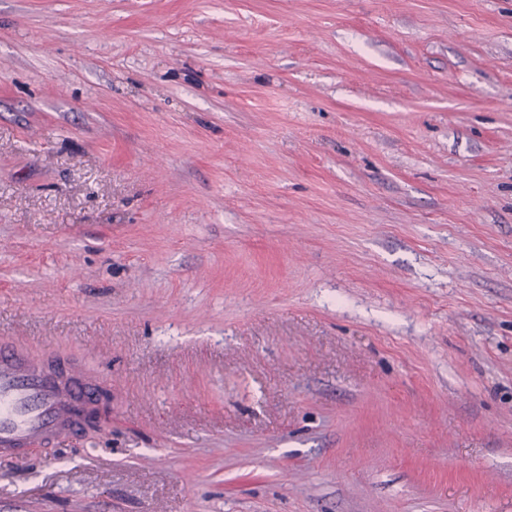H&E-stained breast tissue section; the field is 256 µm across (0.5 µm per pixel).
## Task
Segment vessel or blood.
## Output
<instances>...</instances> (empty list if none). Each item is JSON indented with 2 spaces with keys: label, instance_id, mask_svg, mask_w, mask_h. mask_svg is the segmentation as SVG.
Masks as SVG:
<instances>
[{
  "label": "vessel or blood",
  "instance_id": "obj_1",
  "mask_svg": "<svg viewBox=\"0 0 512 512\" xmlns=\"http://www.w3.org/2000/svg\"><path fill=\"white\" fill-rule=\"evenodd\" d=\"M90 399L86 381L57 383L40 364L0 344V457L70 432Z\"/></svg>",
  "mask_w": 512,
  "mask_h": 512
}]
</instances>
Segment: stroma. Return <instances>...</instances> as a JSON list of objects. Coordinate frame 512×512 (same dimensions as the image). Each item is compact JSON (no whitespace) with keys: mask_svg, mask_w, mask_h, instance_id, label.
<instances>
[{"mask_svg":"<svg viewBox=\"0 0 512 512\" xmlns=\"http://www.w3.org/2000/svg\"><path fill=\"white\" fill-rule=\"evenodd\" d=\"M1 339L0 512H512V0H0ZM86 381L66 387L34 360L0 343V457L70 432L87 411Z\"/></svg>","mask_w":512,"mask_h":512,"instance_id":"1","label":"stroma"}]
</instances>
